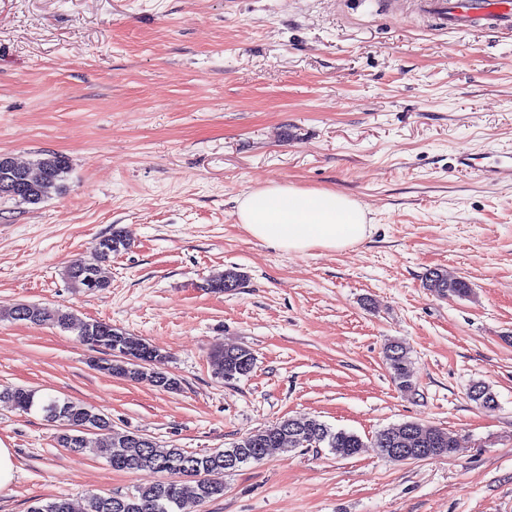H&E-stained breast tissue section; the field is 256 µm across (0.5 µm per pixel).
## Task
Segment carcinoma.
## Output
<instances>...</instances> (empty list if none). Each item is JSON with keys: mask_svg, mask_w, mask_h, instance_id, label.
Here are the masks:
<instances>
[{"mask_svg": "<svg viewBox=\"0 0 512 512\" xmlns=\"http://www.w3.org/2000/svg\"><path fill=\"white\" fill-rule=\"evenodd\" d=\"M70 171L69 159L59 154H44L28 165L12 169L0 167V199L38 205L64 188ZM128 248L126 238L119 230L96 240L90 259L70 272L89 270L96 278L95 291L110 286L107 266L112 255ZM245 275L229 270L206 280L205 288L215 293L234 291L244 284ZM423 286L442 298H465L471 288L461 278H450L447 272L435 268L426 273ZM49 325L76 334L82 344L100 348L107 355L100 369L111 376L135 383H147L164 390L179 387L178 379L162 370L167 355L145 340L102 321H84L74 312L64 308H47L37 304L21 303L0 318ZM391 377L402 391L411 388L412 363L406 346L400 342L389 344L384 352ZM214 375L227 382L248 376L254 366V355L237 347L221 351L211 360ZM469 398L484 409L497 406L496 397L482 382L470 386ZM10 400L28 414L37 412L50 423L62 426L58 443L77 456L94 455L106 459L113 469L126 472L149 470L161 475L157 482L139 487L133 493H89L76 503L69 498H56L31 507L30 512H181L186 501L203 505L224 495V476L230 470L224 467V453L231 452L245 457L243 464L256 461V456H266L269 449L285 451L327 448L341 458L358 454L364 443L359 435L345 429L335 430L317 418L300 421L301 440L294 443L284 440L285 429L294 420L288 418L262 427L232 443L231 448L214 450L205 454L189 453L182 448H166L140 434L118 431L104 414L68 398L44 396L39 390L27 387L0 389V401ZM415 440L412 448L426 452L410 457L412 461L427 460L452 453L457 448L455 436L437 426L410 422ZM94 430L96 440L86 434Z\"/></svg>", "mask_w": 512, "mask_h": 512, "instance_id": "cac0c4a2", "label": "carcinoma"}]
</instances>
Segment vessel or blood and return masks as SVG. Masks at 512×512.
Instances as JSON below:
<instances>
[{"instance_id":"1","label":"vessel or blood","mask_w":512,"mask_h":512,"mask_svg":"<svg viewBox=\"0 0 512 512\" xmlns=\"http://www.w3.org/2000/svg\"><path fill=\"white\" fill-rule=\"evenodd\" d=\"M420 6L444 29L512 30V0H421Z\"/></svg>"}]
</instances>
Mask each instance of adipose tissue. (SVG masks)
<instances>
[{
	"label": "adipose tissue",
	"instance_id": "obj_1",
	"mask_svg": "<svg viewBox=\"0 0 512 512\" xmlns=\"http://www.w3.org/2000/svg\"><path fill=\"white\" fill-rule=\"evenodd\" d=\"M236 222L253 239L283 251H342L372 231L367 210L350 195L324 188L270 183L237 201Z\"/></svg>",
	"mask_w": 512,
	"mask_h": 512
}]
</instances>
